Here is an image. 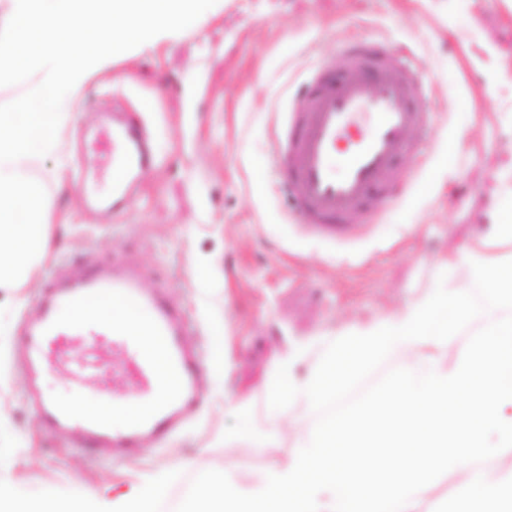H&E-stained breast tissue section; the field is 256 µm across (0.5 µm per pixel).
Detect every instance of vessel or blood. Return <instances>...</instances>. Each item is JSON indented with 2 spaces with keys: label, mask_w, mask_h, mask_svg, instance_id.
<instances>
[{
  "label": "vessel or blood",
  "mask_w": 512,
  "mask_h": 512,
  "mask_svg": "<svg viewBox=\"0 0 512 512\" xmlns=\"http://www.w3.org/2000/svg\"><path fill=\"white\" fill-rule=\"evenodd\" d=\"M422 76L409 58L372 40L345 45L339 77L313 72L307 109L291 116L287 153L271 154L282 174V191L311 232L336 240L352 238L357 228L349 224V216L368 206L383 207L402 186L399 160L420 151L407 133L430 122L420 105ZM97 150L107 157L112 182L103 205L121 213L143 173L159 159L142 123L130 114L113 118ZM106 299L128 312L131 327L107 320L101 308ZM64 310L73 314V321L61 320ZM188 329L185 309L160 292L141 288L138 275L122 261L79 269L68 283H48L37 316L19 334L25 399L51 436L115 460L144 443L164 441L203 404L197 377L205 355L184 345ZM111 346L125 352L126 369L140 379L141 409L127 411L117 424L99 412L43 399L42 378L61 350ZM166 380L171 387L165 398H157Z\"/></svg>",
  "instance_id": "vessel-or-blood-1"
}]
</instances>
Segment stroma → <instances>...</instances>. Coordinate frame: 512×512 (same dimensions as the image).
<instances>
[{
    "label": "stroma",
    "instance_id": "stroma-1",
    "mask_svg": "<svg viewBox=\"0 0 512 512\" xmlns=\"http://www.w3.org/2000/svg\"><path fill=\"white\" fill-rule=\"evenodd\" d=\"M369 39L403 48L424 68L429 130L411 136L424 155L402 158L406 190L382 213L356 216V237L339 243L307 234L272 187L268 156L287 138L290 113L314 63H338L343 43ZM148 104L142 118L161 165L143 177L118 220L91 209L87 189L57 190L56 160L36 174L52 194L53 246L25 288V305L0 290V486L59 493L81 486L103 504L185 460L220 470L279 463L283 449L251 447L223 433L240 408L255 428L286 438L271 420L266 386L275 363L306 348L305 374L331 337L419 301L446 276L468 288L463 249L512 202V0H217L200 24L138 46L85 88L66 138L74 160L108 113ZM456 154H449V145ZM123 259L144 288L188 309L186 343L212 352L203 409L169 440L112 463L48 435L23 396L13 347L36 314L48 280L79 266Z\"/></svg>",
    "mask_w": 512,
    "mask_h": 512
}]
</instances>
